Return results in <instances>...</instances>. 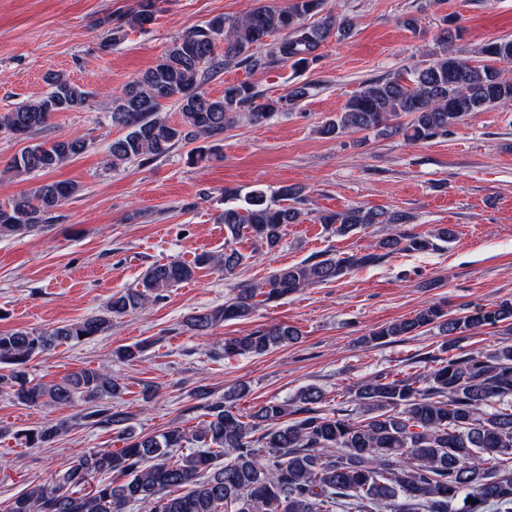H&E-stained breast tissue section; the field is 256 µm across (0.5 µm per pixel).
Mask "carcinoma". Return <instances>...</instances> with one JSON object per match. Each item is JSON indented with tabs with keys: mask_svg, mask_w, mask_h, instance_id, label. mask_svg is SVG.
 Returning a JSON list of instances; mask_svg holds the SVG:
<instances>
[{
	"mask_svg": "<svg viewBox=\"0 0 512 512\" xmlns=\"http://www.w3.org/2000/svg\"><path fill=\"white\" fill-rule=\"evenodd\" d=\"M159 0H139L137 10L113 20L112 41L126 28L146 30ZM323 0H290L285 8L262 5L236 21L216 17L187 30L173 41L157 63L127 83L112 99V125L127 133L112 141L116 168L134 159H157L179 144L204 142L224 134L238 110L249 106L255 123L287 110L307 97L308 85H295L282 96L257 102L246 81L227 84L222 96L200 91L205 68L229 64L276 33L287 38L272 53L302 71L318 58L330 36L347 37L351 18L327 16L307 26L303 20L322 11ZM224 58H219V44ZM482 65L446 52L412 69L366 83L321 134L367 131L403 134L413 142L444 135L462 117L512 101V77L496 67L512 61V38L487 41ZM49 91L0 112V130L16 139L32 140L56 112L81 110L88 92L57 72L46 77ZM178 105L180 122L162 115L164 103ZM407 117L406 123L398 118ZM90 141L83 135L36 142L13 158L7 168L18 177L47 173L84 154ZM70 181L42 180L0 205V235H24L53 219L56 210L75 195ZM302 189L284 185L269 196L254 189L244 204L224 207L221 221L231 240L252 237L267 250L279 246L283 228L301 222L297 204ZM408 216L384 209L351 208L329 213L320 222L338 235L369 224H404ZM453 230L434 237L391 231L374 248L396 251L434 250V240L447 242ZM378 254L334 255L275 269L259 284L235 288L220 306L190 314L185 325L200 335L228 321L251 318L259 301H278L315 285L329 283L347 271L375 262ZM244 255L226 245L224 253H202L193 262H156L133 288L116 292L102 313L63 324L50 331L0 333V385L28 406L64 405L78 398L93 404L84 418L117 427L124 447L101 449L72 461L50 484L16 495L6 512H126L141 504L146 512H512V344L488 353L450 356L423 375L392 378L376 374L354 389V409L329 413L321 408L324 392L301 389L293 403L269 401L243 414L236 410L245 388L227 391L224 400L207 405V420L191 434L174 427L160 434L140 435L128 425L130 416L112 410L106 400L122 386L104 368H86L53 384L33 383L25 372L34 357L66 343L101 336L115 318L143 312L168 289L213 267L231 275ZM436 325L448 337L446 351L487 327L512 335V301L467 310L450 317L431 305L390 322L362 338L368 346L401 336H417ZM300 331L271 322L248 334L224 338V356L262 355L295 344ZM149 342L115 350L121 361L138 358ZM61 423L46 422L23 436L31 447L48 446L63 433ZM194 444L198 450L171 461L174 448ZM224 457V464L217 463ZM118 472L119 485L105 483L80 493L93 473Z\"/></svg>",
	"mask_w": 512,
	"mask_h": 512,
	"instance_id": "obj_1",
	"label": "carcinoma"
}]
</instances>
